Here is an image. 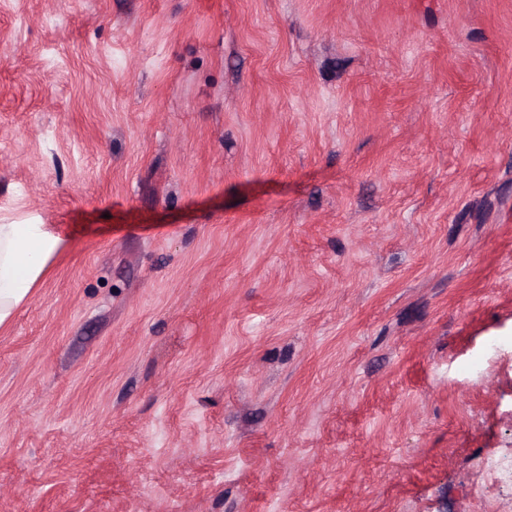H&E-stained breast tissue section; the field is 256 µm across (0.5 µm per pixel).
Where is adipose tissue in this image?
Segmentation results:
<instances>
[{
  "mask_svg": "<svg viewBox=\"0 0 512 512\" xmlns=\"http://www.w3.org/2000/svg\"><path fill=\"white\" fill-rule=\"evenodd\" d=\"M63 240L34 220L0 224V328L42 279Z\"/></svg>",
  "mask_w": 512,
  "mask_h": 512,
  "instance_id": "obj_1",
  "label": "adipose tissue"
}]
</instances>
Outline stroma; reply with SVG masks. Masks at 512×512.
<instances>
[{
	"label": "stroma",
	"mask_w": 512,
	"mask_h": 512,
	"mask_svg": "<svg viewBox=\"0 0 512 512\" xmlns=\"http://www.w3.org/2000/svg\"><path fill=\"white\" fill-rule=\"evenodd\" d=\"M2 47L0 221L64 248L0 512H512V0H0Z\"/></svg>",
	"instance_id": "1"
}]
</instances>
